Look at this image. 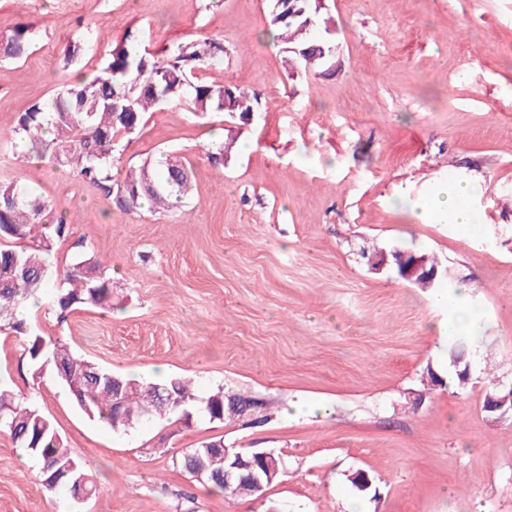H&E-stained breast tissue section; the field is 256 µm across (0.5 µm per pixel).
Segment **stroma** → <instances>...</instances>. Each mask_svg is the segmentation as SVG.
I'll use <instances>...</instances> for the list:
<instances>
[{
	"label": "stroma",
	"instance_id": "1",
	"mask_svg": "<svg viewBox=\"0 0 512 512\" xmlns=\"http://www.w3.org/2000/svg\"><path fill=\"white\" fill-rule=\"evenodd\" d=\"M269 0H0V32L32 26L33 49L0 61V132L76 78L91 79L135 33L159 51L224 43L209 84L260 90L250 124L165 104L131 137L113 182L173 152L194 178L170 210L117 209L71 168L0 140V182L18 180L71 219L53 271L79 256L112 280V309L60 314L31 299L26 322L82 358L155 381L158 367L263 404L267 420L198 412L120 432L89 418L52 375L33 379L29 339L0 332V378L33 400L100 484L82 503L47 489L0 432V512H512V415L485 411L512 388V0H326L335 73L289 76L264 30ZM97 32L99 40L89 39ZM80 59L66 64L68 43ZM233 148L222 167L207 154ZM472 181V239L423 224L398 197ZM434 258L479 324L467 384L447 382L450 310L431 290L372 272L363 250ZM441 378L432 384L430 374ZM216 436L284 461L263 498L213 491L175 458ZM371 486L357 490L352 474Z\"/></svg>",
	"mask_w": 512,
	"mask_h": 512
}]
</instances>
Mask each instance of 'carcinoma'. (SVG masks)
<instances>
[{
	"instance_id": "1",
	"label": "carcinoma",
	"mask_w": 512,
	"mask_h": 512,
	"mask_svg": "<svg viewBox=\"0 0 512 512\" xmlns=\"http://www.w3.org/2000/svg\"><path fill=\"white\" fill-rule=\"evenodd\" d=\"M325 5L319 0H274L266 33L282 47L293 72L323 75L336 66L335 45ZM33 24L20 23L0 39V60H22L29 55ZM129 33L115 46L100 73L79 81L37 102L22 112L10 139L24 140L38 153L49 152L58 163L72 166L81 179L96 187L123 211L144 205L155 209L179 206L192 190L191 172L185 161L169 155L156 162L145 160L120 184L112 183L111 170L120 161L122 141L144 127L148 112L164 102L187 103L193 112L226 114L240 121L261 111V92L233 85H213L196 72L224 60V43L206 37L195 43H176L161 50V56L136 44ZM48 204L20 181L0 183V330L31 337L28 348L32 377L51 373L74 403L90 418L114 430L128 431L141 422L182 413L196 407L210 420L222 421L234 414L224 410V390L198 396L191 383L170 378L156 383H137L112 370L73 356L57 342L48 347L32 335L31 328L15 317L14 310L30 296L51 291L60 312L86 304L112 308V282L102 276L90 278L83 266L100 268L89 257L69 266L63 282L48 276L47 260L52 243L66 236L69 222L61 216L44 223ZM469 337L455 335L448 348V372L464 383L467 375L454 365L456 355ZM0 429L25 448L39 463V476L49 489H72L76 481L92 497L100 492L92 474L64 442L48 417L32 402L15 398L0 384ZM184 454L180 466L191 475L205 478L222 493L257 498L262 490L250 478L224 485L223 458L218 447L224 438L207 440Z\"/></svg>"
}]
</instances>
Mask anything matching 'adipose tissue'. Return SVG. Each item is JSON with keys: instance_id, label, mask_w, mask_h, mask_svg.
<instances>
[{"instance_id": "1", "label": "adipose tissue", "mask_w": 512, "mask_h": 512, "mask_svg": "<svg viewBox=\"0 0 512 512\" xmlns=\"http://www.w3.org/2000/svg\"><path fill=\"white\" fill-rule=\"evenodd\" d=\"M470 197L469 186L458 184L437 196L432 203L405 196L399 199L398 204L420 221H444L461 227L463 233L470 235L477 221Z\"/></svg>"}]
</instances>
